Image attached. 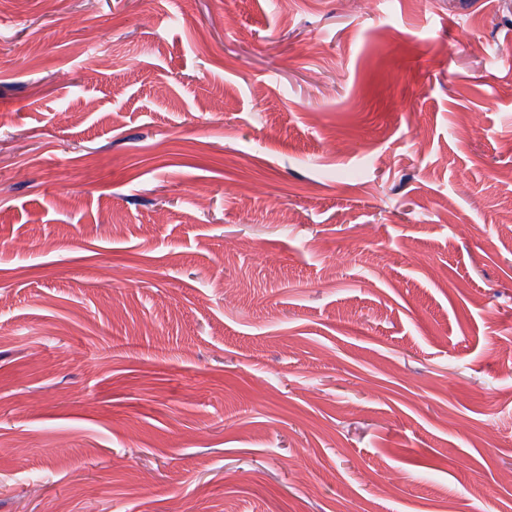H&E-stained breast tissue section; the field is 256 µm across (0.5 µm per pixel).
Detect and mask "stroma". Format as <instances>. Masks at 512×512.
<instances>
[{
	"label": "stroma",
	"instance_id": "stroma-1",
	"mask_svg": "<svg viewBox=\"0 0 512 512\" xmlns=\"http://www.w3.org/2000/svg\"><path fill=\"white\" fill-rule=\"evenodd\" d=\"M510 215L512 0H0V512H512Z\"/></svg>",
	"mask_w": 512,
	"mask_h": 512
}]
</instances>
